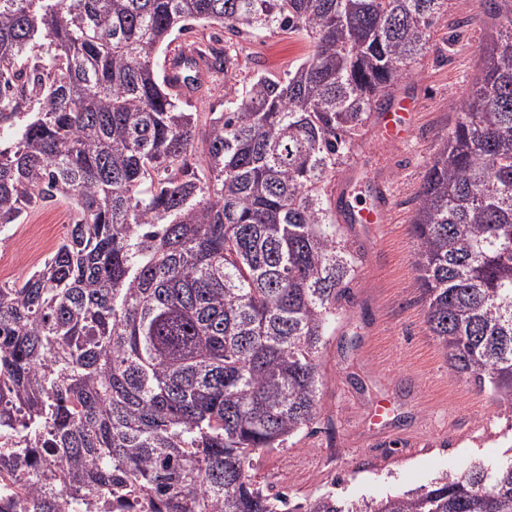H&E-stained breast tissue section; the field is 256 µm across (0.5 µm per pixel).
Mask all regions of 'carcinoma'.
I'll use <instances>...</instances> for the list:
<instances>
[{
  "label": "carcinoma",
  "mask_w": 512,
  "mask_h": 512,
  "mask_svg": "<svg viewBox=\"0 0 512 512\" xmlns=\"http://www.w3.org/2000/svg\"><path fill=\"white\" fill-rule=\"evenodd\" d=\"M448 0H0V235L69 232L0 284V512H512V457L379 501L294 503L253 454L314 423L320 350L359 258L328 176ZM428 167L416 282L451 368L512 412V0ZM312 52L197 112L160 80L192 23ZM185 44L186 77L236 58ZM31 224H41L36 234ZM70 213L65 203H50L30 213L24 224H17L13 235L0 241V283L13 284L40 262L43 263L65 237Z\"/></svg>",
  "instance_id": "obj_1"
}]
</instances>
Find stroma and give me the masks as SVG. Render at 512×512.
I'll use <instances>...</instances> for the list:
<instances>
[{"label":"stroma","instance_id":"35a3bbf8","mask_svg":"<svg viewBox=\"0 0 512 512\" xmlns=\"http://www.w3.org/2000/svg\"><path fill=\"white\" fill-rule=\"evenodd\" d=\"M483 19L484 0H448L428 52L394 88L418 98L407 139L391 143L366 124L347 161L327 179L335 200L364 195L369 182L380 181L389 205L383 223L343 226L361 260L350 301L327 332L314 423L252 460L253 480L282 488L293 501L328 493L379 500L479 460L512 456V414L450 368L429 329L411 231L425 171L467 99L487 38ZM232 42L237 65L196 99L198 111L219 107L225 90L247 83L255 71L285 73L311 51L304 36L280 31ZM69 223L63 203L31 212L0 241V283L22 281L53 253Z\"/></svg>","mask_w":512,"mask_h":512}]
</instances>
